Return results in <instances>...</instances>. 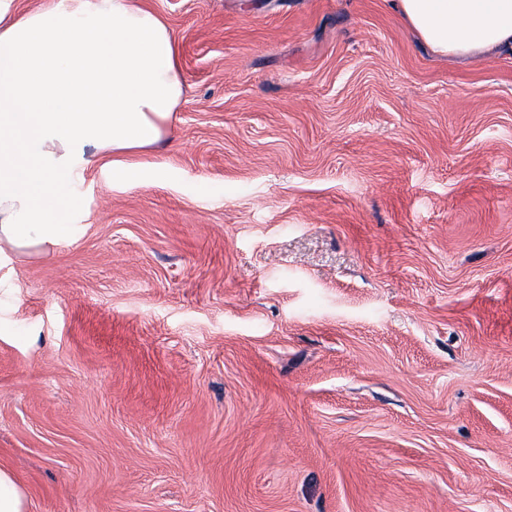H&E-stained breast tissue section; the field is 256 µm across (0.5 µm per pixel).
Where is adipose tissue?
I'll list each match as a JSON object with an SVG mask.
<instances>
[{"label": "adipose tissue", "mask_w": 512, "mask_h": 512, "mask_svg": "<svg viewBox=\"0 0 512 512\" xmlns=\"http://www.w3.org/2000/svg\"><path fill=\"white\" fill-rule=\"evenodd\" d=\"M436 54L512 53V0H392ZM184 83L176 40L140 0H0V256L74 241L77 187L167 134Z\"/></svg>", "instance_id": "obj_1"}]
</instances>
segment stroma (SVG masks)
Wrapping results in <instances>:
<instances>
[{
  "label": "stroma",
  "mask_w": 512,
  "mask_h": 512,
  "mask_svg": "<svg viewBox=\"0 0 512 512\" xmlns=\"http://www.w3.org/2000/svg\"><path fill=\"white\" fill-rule=\"evenodd\" d=\"M185 92L0 262L27 512H512V55L389 0H145Z\"/></svg>",
  "instance_id": "1"
}]
</instances>
